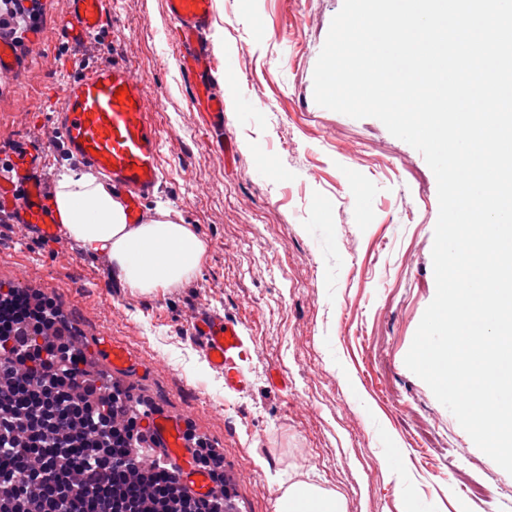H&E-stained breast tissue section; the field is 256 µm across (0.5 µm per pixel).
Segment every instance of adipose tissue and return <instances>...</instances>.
Here are the masks:
<instances>
[{
    "mask_svg": "<svg viewBox=\"0 0 512 512\" xmlns=\"http://www.w3.org/2000/svg\"><path fill=\"white\" fill-rule=\"evenodd\" d=\"M53 206L67 235L88 252L106 253L117 277L140 293L173 286L201 265L206 245L189 225L170 219L163 206L148 223H127L111 188L86 171L62 169ZM276 512H346L345 498L298 481L285 489Z\"/></svg>",
    "mask_w": 512,
    "mask_h": 512,
    "instance_id": "1",
    "label": "adipose tissue"
}]
</instances>
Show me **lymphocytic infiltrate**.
Masks as SVG:
<instances>
[{
    "label": "lymphocytic infiltrate",
    "instance_id": "f902f5d3",
    "mask_svg": "<svg viewBox=\"0 0 512 512\" xmlns=\"http://www.w3.org/2000/svg\"><path fill=\"white\" fill-rule=\"evenodd\" d=\"M50 298L0 287V512H224L134 449L149 411L97 387Z\"/></svg>",
    "mask_w": 512,
    "mask_h": 512
}]
</instances>
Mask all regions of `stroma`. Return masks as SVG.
<instances>
[{
  "mask_svg": "<svg viewBox=\"0 0 512 512\" xmlns=\"http://www.w3.org/2000/svg\"><path fill=\"white\" fill-rule=\"evenodd\" d=\"M343 0H219L217 63L231 62L223 158L191 110L196 78L179 62L165 0H113L100 55L119 50L145 81L162 139L164 179L145 206L165 204L206 244L199 270L141 294L100 287L96 258L70 237L57 247L0 236V284L59 302L75 333L126 342L143 365L126 387L179 412L224 456L233 512H276L275 475L340 492L346 512H512V474L476 447L405 365L435 296L439 205L423 155L381 121L314 99V70ZM0 96V147L40 133L60 82L83 61L57 35ZM248 43V54L239 46ZM252 336L251 395L224 380L186 332L196 307ZM286 375L288 387L270 378ZM310 466L298 465L300 456Z\"/></svg>",
  "mask_w": 512,
  "mask_h": 512,
  "instance_id": "1",
  "label": "stroma"
}]
</instances>
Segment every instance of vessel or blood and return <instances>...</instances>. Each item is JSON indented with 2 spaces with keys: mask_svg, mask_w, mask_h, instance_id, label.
<instances>
[{
  "mask_svg": "<svg viewBox=\"0 0 512 512\" xmlns=\"http://www.w3.org/2000/svg\"><path fill=\"white\" fill-rule=\"evenodd\" d=\"M174 33L181 47L183 68L197 78L193 111L204 114L216 136L224 134V97L215 87V62L207 35L213 26L214 0H166ZM113 24L111 0H66L59 18V34L72 47L82 49ZM126 99H117V90ZM48 132L13 142L7 163L0 164V223L18 228L28 240L54 244L61 226L49 203L55 182L46 170V148L54 146L66 157L104 176L124 205L127 221H145L143 203L162 183L161 139L150 118L144 82L120 58L95 61L77 76L63 82L58 105L47 124ZM201 343L209 366L224 378V392L246 396L254 384L247 363L254 341L238 323L207 308L195 309L188 325ZM96 356L100 364L122 376L139 364L122 343L99 338ZM149 430L157 448L173 465L180 484L196 497L210 498L215 484L197 467L189 452L185 421L180 417L152 415Z\"/></svg>",
  "mask_w": 512,
  "mask_h": 512,
  "instance_id": "1",
  "label": "vessel or blood"
}]
</instances>
